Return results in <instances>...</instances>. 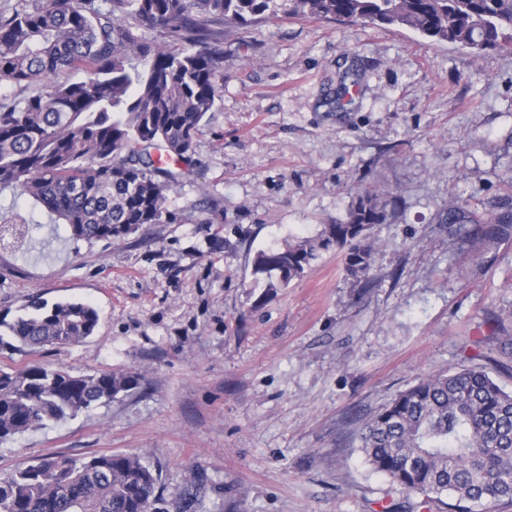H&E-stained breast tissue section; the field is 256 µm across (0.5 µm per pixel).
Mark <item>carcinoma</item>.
Wrapping results in <instances>:
<instances>
[{
	"label": "carcinoma",
	"mask_w": 512,
	"mask_h": 512,
	"mask_svg": "<svg viewBox=\"0 0 512 512\" xmlns=\"http://www.w3.org/2000/svg\"><path fill=\"white\" fill-rule=\"evenodd\" d=\"M401 26L476 50L512 48V0H34L0 14V86L42 82L46 91L0 103V185L33 199L75 240H118L170 220L177 172L224 81V26L261 22L278 11ZM156 30L176 47L142 39ZM78 72V80L61 78ZM392 196L367 192L346 219L315 238L261 250L255 279L286 286L322 250L344 254L346 270L371 267V229ZM508 215L478 219L461 204L448 223L482 225L489 240ZM97 309L79 299L32 311L6 325L20 345H67L92 336ZM135 372L71 375L30 365L0 368V441L59 422L138 388ZM376 472L408 492L451 495L452 512L512 500V392L479 366L421 379L396 394L360 430ZM158 476L136 454L50 456L0 479V512H150Z\"/></svg>",
	"instance_id": "obj_1"
}]
</instances>
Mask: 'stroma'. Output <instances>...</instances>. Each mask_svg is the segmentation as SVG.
Listing matches in <instances>:
<instances>
[{
    "label": "stroma",
    "mask_w": 512,
    "mask_h": 512,
    "mask_svg": "<svg viewBox=\"0 0 512 512\" xmlns=\"http://www.w3.org/2000/svg\"><path fill=\"white\" fill-rule=\"evenodd\" d=\"M181 171L171 222L93 243L0 188V217L33 226L25 250L0 246V321L65 298L100 315L77 344L0 338V368L142 377L1 442L0 477L49 454L136 453L159 474L155 512H448L374 472L357 435L460 365L512 392V225L487 241L444 221L456 202L512 211V49L347 19L225 28L224 85ZM373 189L396 207L368 276L329 250L287 287L254 284L257 251L317 236Z\"/></svg>",
    "instance_id": "obj_1"
}]
</instances>
